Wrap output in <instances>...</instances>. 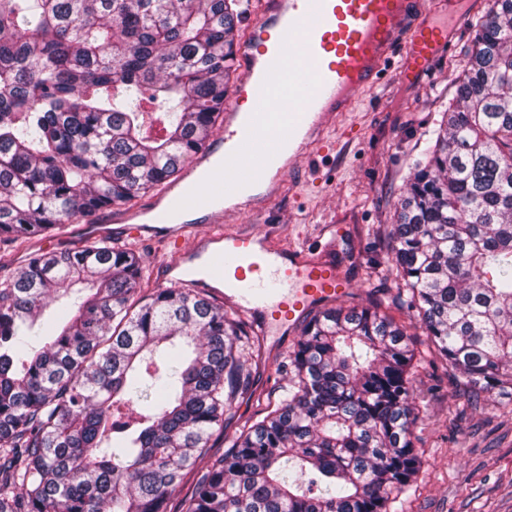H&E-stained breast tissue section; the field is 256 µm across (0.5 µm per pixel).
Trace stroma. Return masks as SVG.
Here are the masks:
<instances>
[{"label":"stroma","instance_id":"stroma-1","mask_svg":"<svg viewBox=\"0 0 512 512\" xmlns=\"http://www.w3.org/2000/svg\"><path fill=\"white\" fill-rule=\"evenodd\" d=\"M489 8L490 0H475L455 33L452 51L440 56L421 80L372 88L337 121V128H352L356 138L334 159L326 182H312L306 168H299L265 212L231 215L228 227L272 233L286 246L330 249L347 283L339 306H375L397 323L417 324L405 294L386 272L388 231L415 163L430 146L453 96L473 27ZM96 223L93 216L74 220L69 242L57 231L28 239L0 238V280L15 276L33 253L76 251L85 240V227ZM111 241L139 258L140 293L157 289L159 245L119 233ZM245 328L250 335L249 387L225 416L223 431L211 440L217 455L227 452L244 422L256 419L287 383L284 358L302 334L298 327L285 337L274 329L263 339L253 322ZM415 344L412 439L422 465L395 503L396 512H512V403L495 392L474 399L469 389L453 383L446 361L429 353L424 337Z\"/></svg>","mask_w":512,"mask_h":512}]
</instances>
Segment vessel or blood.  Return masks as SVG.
<instances>
[{"label": "vessel or blood", "instance_id": "1", "mask_svg": "<svg viewBox=\"0 0 512 512\" xmlns=\"http://www.w3.org/2000/svg\"><path fill=\"white\" fill-rule=\"evenodd\" d=\"M422 0H261L241 40L244 70L224 105V133L184 166L149 206L105 211L100 233L157 243L160 282L225 300L288 331L344 291L334 261L282 247L253 231H228L231 212L261 213L302 162L335 151L327 126L369 88L412 81L453 43L447 22L423 16ZM211 225L199 234L186 213Z\"/></svg>", "mask_w": 512, "mask_h": 512}]
</instances>
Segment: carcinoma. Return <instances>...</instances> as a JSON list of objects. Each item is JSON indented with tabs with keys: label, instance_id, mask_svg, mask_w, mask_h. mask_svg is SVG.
<instances>
[{
	"label": "carcinoma",
	"instance_id": "carcinoma-1",
	"mask_svg": "<svg viewBox=\"0 0 512 512\" xmlns=\"http://www.w3.org/2000/svg\"><path fill=\"white\" fill-rule=\"evenodd\" d=\"M235 0H0V236L175 178L224 107ZM153 105L148 111L143 101ZM389 230L387 270L457 383L512 394V0L476 23L454 103ZM100 240L0 282V512H169L246 388L249 334ZM73 299L37 330L50 301ZM407 328L329 308L288 384L181 512H393L420 467Z\"/></svg>",
	"mask_w": 512,
	"mask_h": 512
}]
</instances>
